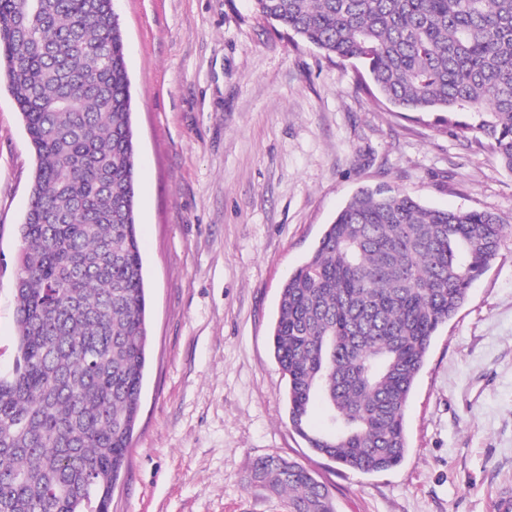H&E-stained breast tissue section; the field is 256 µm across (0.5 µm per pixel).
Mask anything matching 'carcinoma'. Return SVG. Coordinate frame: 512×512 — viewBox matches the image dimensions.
<instances>
[{
  "label": "carcinoma",
  "instance_id": "cac0c4a2",
  "mask_svg": "<svg viewBox=\"0 0 512 512\" xmlns=\"http://www.w3.org/2000/svg\"><path fill=\"white\" fill-rule=\"evenodd\" d=\"M258 17L358 60L399 111L466 112L512 173V0H252ZM0 79L35 155L0 373V512H109L136 428L149 324L126 48L113 0H0ZM486 210L359 190L283 285L271 340L288 419L362 473L401 464L405 410L438 329L506 233ZM289 512H335L301 463L253 461Z\"/></svg>",
  "mask_w": 512,
  "mask_h": 512
}]
</instances>
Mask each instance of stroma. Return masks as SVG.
Instances as JSON below:
<instances>
[{
  "label": "stroma",
  "instance_id": "35a3bbf8",
  "mask_svg": "<svg viewBox=\"0 0 512 512\" xmlns=\"http://www.w3.org/2000/svg\"><path fill=\"white\" fill-rule=\"evenodd\" d=\"M138 145L150 329L139 421L110 512H288L252 462L304 463L336 512H491L512 487V233L437 332L407 412L408 453L372 474L313 454L273 356L280 292L349 198L387 183L512 225V173L444 113L396 112L277 32L251 0H115ZM35 156L0 87V371L17 329V227Z\"/></svg>",
  "mask_w": 512,
  "mask_h": 512
}]
</instances>
